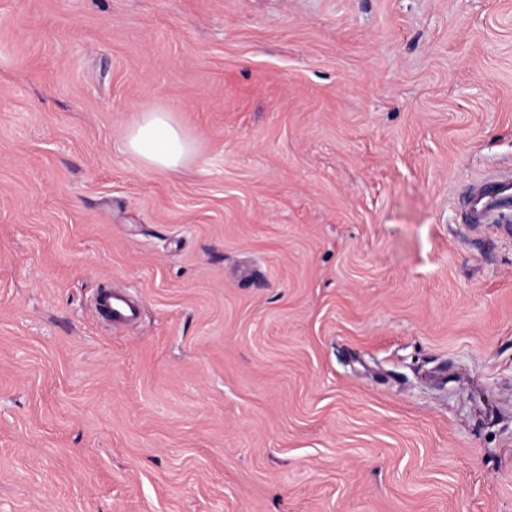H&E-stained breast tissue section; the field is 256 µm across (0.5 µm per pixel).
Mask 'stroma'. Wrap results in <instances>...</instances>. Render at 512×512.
Here are the masks:
<instances>
[{"label":"stroma","mask_w":512,"mask_h":512,"mask_svg":"<svg viewBox=\"0 0 512 512\" xmlns=\"http://www.w3.org/2000/svg\"><path fill=\"white\" fill-rule=\"evenodd\" d=\"M508 171L512 0H0V512H512ZM128 152L152 168L175 170L194 153L193 142L167 112H144L123 135ZM461 217L464 224L473 226L507 224L511 228L512 176L492 175L476 182L464 200ZM100 295L99 305L106 311L112 324L123 325L135 317L137 309L133 300L107 292H101Z\"/></svg>","instance_id":"stroma-1"}]
</instances>
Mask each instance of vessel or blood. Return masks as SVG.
<instances>
[{
	"instance_id": "obj_1",
	"label": "vessel or blood",
	"mask_w": 512,
	"mask_h": 512,
	"mask_svg": "<svg viewBox=\"0 0 512 512\" xmlns=\"http://www.w3.org/2000/svg\"><path fill=\"white\" fill-rule=\"evenodd\" d=\"M461 217L463 223L474 226L511 224L512 177L492 175L476 182L464 200ZM99 305L116 325L125 324L136 315L134 301L123 296L102 293Z\"/></svg>"
}]
</instances>
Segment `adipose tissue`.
<instances>
[{"label": "adipose tissue", "mask_w": 512, "mask_h": 512, "mask_svg": "<svg viewBox=\"0 0 512 512\" xmlns=\"http://www.w3.org/2000/svg\"><path fill=\"white\" fill-rule=\"evenodd\" d=\"M128 152L152 168L174 170L194 153V145L169 113L145 112L129 125L123 135Z\"/></svg>", "instance_id": "ef3b65f1"}]
</instances>
